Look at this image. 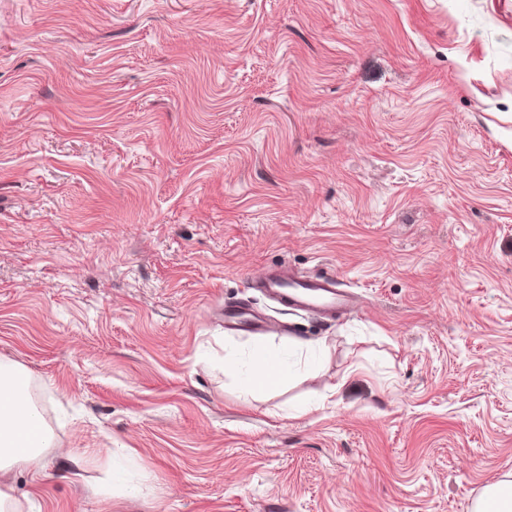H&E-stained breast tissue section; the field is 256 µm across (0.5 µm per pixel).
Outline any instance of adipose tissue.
<instances>
[{"mask_svg": "<svg viewBox=\"0 0 512 512\" xmlns=\"http://www.w3.org/2000/svg\"><path fill=\"white\" fill-rule=\"evenodd\" d=\"M292 371L273 354L258 353L247 378L250 394L264 393L288 380ZM28 375L13 364L0 363V470L19 464L39 466L50 438L27 394Z\"/></svg>", "mask_w": 512, "mask_h": 512, "instance_id": "obj_1", "label": "adipose tissue"}]
</instances>
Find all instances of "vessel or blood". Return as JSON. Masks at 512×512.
I'll list each match as a JSON object with an SVG mask.
<instances>
[{
	"instance_id": "1",
	"label": "vessel or blood",
	"mask_w": 512,
	"mask_h": 512,
	"mask_svg": "<svg viewBox=\"0 0 512 512\" xmlns=\"http://www.w3.org/2000/svg\"><path fill=\"white\" fill-rule=\"evenodd\" d=\"M252 285L271 293L295 310L325 313L346 310L355 304L353 295L339 289L334 278L303 275L285 265L265 271L253 280ZM224 321L227 326L247 332H270L274 329L273 324L242 308L227 310Z\"/></svg>"
}]
</instances>
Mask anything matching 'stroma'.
I'll use <instances>...</instances> for the list:
<instances>
[{"instance_id": "stroma-1", "label": "stroma", "mask_w": 512, "mask_h": 512, "mask_svg": "<svg viewBox=\"0 0 512 512\" xmlns=\"http://www.w3.org/2000/svg\"><path fill=\"white\" fill-rule=\"evenodd\" d=\"M281 264L355 308L250 288ZM261 347L296 376L252 396ZM0 362L31 512H472L512 481V0H0ZM247 332H277L274 324L259 319L243 308L224 310V324ZM28 374L0 363V470L15 465L39 466L50 438L27 394Z\"/></svg>"}]
</instances>
